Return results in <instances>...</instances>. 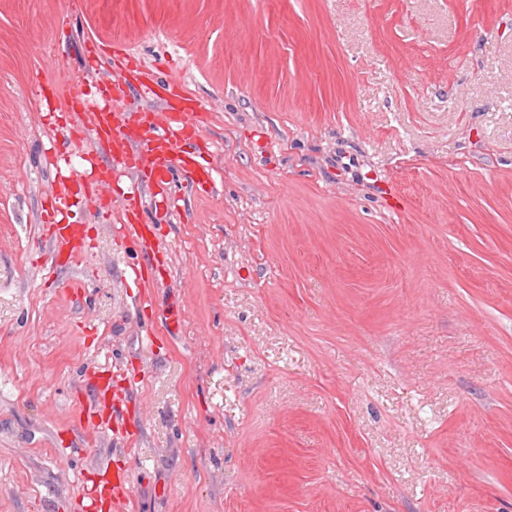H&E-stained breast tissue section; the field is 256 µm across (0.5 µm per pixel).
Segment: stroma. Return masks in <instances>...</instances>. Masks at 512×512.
Here are the masks:
<instances>
[{"instance_id": "stroma-1", "label": "stroma", "mask_w": 512, "mask_h": 512, "mask_svg": "<svg viewBox=\"0 0 512 512\" xmlns=\"http://www.w3.org/2000/svg\"><path fill=\"white\" fill-rule=\"evenodd\" d=\"M115 95L196 105L214 191L132 199ZM104 465L130 512H512V0H0V512ZM116 112H93L91 113L92 119L90 121V131L93 132L95 138L98 140L103 134L107 135L114 140L122 139L121 126L115 122Z\"/></svg>"}]
</instances>
